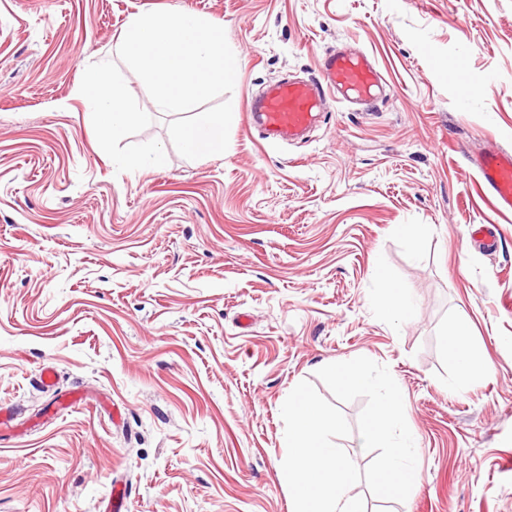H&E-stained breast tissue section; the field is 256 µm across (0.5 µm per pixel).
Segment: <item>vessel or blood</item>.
Here are the masks:
<instances>
[{"label":"vessel or blood","instance_id":"b4317fda","mask_svg":"<svg viewBox=\"0 0 512 512\" xmlns=\"http://www.w3.org/2000/svg\"><path fill=\"white\" fill-rule=\"evenodd\" d=\"M320 69L318 78L279 81L268 85L263 95L251 97L250 123L259 124L269 137L289 140L319 122L329 94L362 105L373 103L381 94V74L364 52L334 49L324 54ZM471 162L491 206L501 214H512V151L489 146Z\"/></svg>","mask_w":512,"mask_h":512}]
</instances>
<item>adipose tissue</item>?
<instances>
[{"label": "adipose tissue", "mask_w": 512, "mask_h": 512, "mask_svg": "<svg viewBox=\"0 0 512 512\" xmlns=\"http://www.w3.org/2000/svg\"><path fill=\"white\" fill-rule=\"evenodd\" d=\"M119 40L132 70L152 82L154 105L163 112L180 111L192 99L222 88L238 68L236 60L224 56L223 24L193 11L132 15ZM81 91L105 137L121 136L140 117L109 61L87 69ZM227 120L221 112L200 113L180 130L186 149L201 156L223 154ZM450 337L453 360L467 381L491 373L488 361L469 344L466 323H457ZM286 414L289 455L281 477L291 491L290 512H358L349 495L352 474L330 440L338 421L299 392L289 400ZM361 439L364 446L381 443L387 449L381 468L386 496L400 497L418 485L412 462L418 435L404 423L403 398L397 389L380 396Z\"/></svg>", "instance_id": "obj_1"}]
</instances>
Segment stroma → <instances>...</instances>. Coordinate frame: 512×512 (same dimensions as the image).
<instances>
[{
    "instance_id": "1",
    "label": "stroma",
    "mask_w": 512,
    "mask_h": 512,
    "mask_svg": "<svg viewBox=\"0 0 512 512\" xmlns=\"http://www.w3.org/2000/svg\"><path fill=\"white\" fill-rule=\"evenodd\" d=\"M176 9L222 21L239 68L168 113L119 34ZM345 43L378 62L382 100L328 99L298 142L249 124L251 93ZM103 59L141 114L115 140L78 94ZM200 112L232 114L223 155L184 150ZM486 142L512 150V0H0V512H104L117 482L127 512H288L298 390L341 420L360 512H512V215L466 160ZM376 265L412 290L408 318L381 313ZM458 320L492 371L456 392ZM353 364L419 436L403 498L360 445L377 389L330 373Z\"/></svg>"
}]
</instances>
